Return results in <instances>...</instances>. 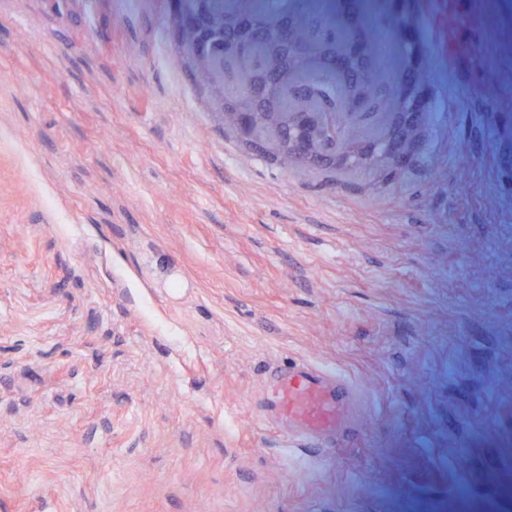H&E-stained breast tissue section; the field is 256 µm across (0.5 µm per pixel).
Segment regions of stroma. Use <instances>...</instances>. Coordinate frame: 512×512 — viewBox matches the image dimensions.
Segmentation results:
<instances>
[{
  "label": "stroma",
  "instance_id": "1",
  "mask_svg": "<svg viewBox=\"0 0 512 512\" xmlns=\"http://www.w3.org/2000/svg\"><path fill=\"white\" fill-rule=\"evenodd\" d=\"M377 6L434 114L395 184L229 137L167 0H0V512H512V5ZM295 360L336 447L250 407Z\"/></svg>",
  "mask_w": 512,
  "mask_h": 512
}]
</instances>
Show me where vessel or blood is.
Returning <instances> with one entry per match:
<instances>
[{
	"label": "vessel or blood",
	"mask_w": 512,
	"mask_h": 512,
	"mask_svg": "<svg viewBox=\"0 0 512 512\" xmlns=\"http://www.w3.org/2000/svg\"><path fill=\"white\" fill-rule=\"evenodd\" d=\"M355 404L356 392L345 379L296 362L271 371L254 409L259 421L275 422L291 437L332 447Z\"/></svg>",
	"instance_id": "vessel-or-blood-1"
}]
</instances>
